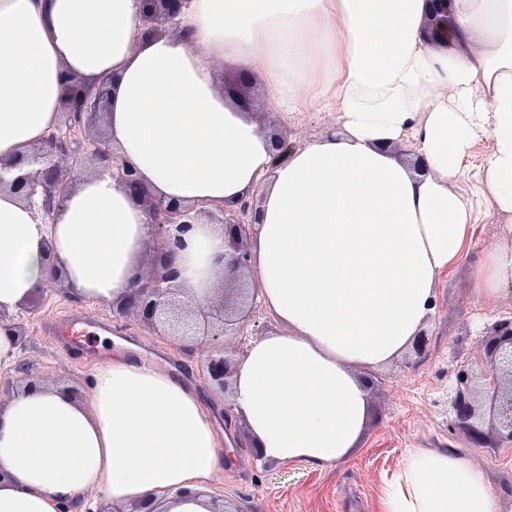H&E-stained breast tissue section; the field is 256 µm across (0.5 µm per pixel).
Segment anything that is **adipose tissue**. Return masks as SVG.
Returning <instances> with one entry per match:
<instances>
[{"instance_id": "1", "label": "adipose tissue", "mask_w": 512, "mask_h": 512, "mask_svg": "<svg viewBox=\"0 0 512 512\" xmlns=\"http://www.w3.org/2000/svg\"><path fill=\"white\" fill-rule=\"evenodd\" d=\"M426 0H185L180 35L148 34L142 0H0V159L58 121L69 78L115 79L107 132L155 196L218 206L259 199L251 282L279 330L253 339L227 406L259 459L343 461L368 415L372 371L433 316L436 284L462 253L472 207L450 184L481 137L482 193L512 223V0H455L475 55L422 39ZM264 68L280 112L340 114L339 130L272 163L249 113L209 66ZM414 139L422 172L390 145ZM39 224L0 190V310L58 275L82 303L131 296L151 218L132 189L78 173ZM180 259L196 303L222 268L221 224L196 225ZM512 287V246L491 249L477 295ZM224 452L209 408L183 376L136 351L99 368L81 396L37 379L0 404V512H61L93 491L154 512H211ZM500 494L458 452L405 449L379 512H499Z\"/></svg>"}]
</instances>
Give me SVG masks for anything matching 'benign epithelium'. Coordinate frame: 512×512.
Wrapping results in <instances>:
<instances>
[{
	"instance_id": "1",
	"label": "benign epithelium",
	"mask_w": 512,
	"mask_h": 512,
	"mask_svg": "<svg viewBox=\"0 0 512 512\" xmlns=\"http://www.w3.org/2000/svg\"><path fill=\"white\" fill-rule=\"evenodd\" d=\"M153 31L180 34L172 23L182 0H145ZM424 38L433 44L448 45L457 40L453 23L454 0H427ZM111 80L88 87L77 84L68 92L62 119L56 130L28 147L17 160H0V171L22 165L26 170L10 183L0 175V188L10 190L43 216H50L73 189L77 171L92 168L108 173L138 192L151 215L153 254L151 269L142 277L130 300L114 310L119 316L133 314L140 324L185 345L198 344L204 354L208 381L227 393L237 359L252 338L267 333V323L257 319L261 305L257 292L245 282L250 270L247 240L253 202L238 200L222 211L225 239L224 268L232 279L224 282L212 299L186 307L181 272L174 267L178 249L184 247L181 234L203 217L213 218L203 208L185 207L154 197L136 178L133 170L121 164L104 132L91 131L100 111L109 107ZM238 338L239 347L230 349L225 337ZM446 394L434 404L451 409L452 427L469 441L485 446V418L491 419L498 441L512 445V318L497 319L484 326L477 349L463 360H455L445 370Z\"/></svg>"
}]
</instances>
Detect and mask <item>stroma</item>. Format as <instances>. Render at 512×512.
<instances>
[{
  "label": "stroma",
  "instance_id": "35a3bbf8",
  "mask_svg": "<svg viewBox=\"0 0 512 512\" xmlns=\"http://www.w3.org/2000/svg\"><path fill=\"white\" fill-rule=\"evenodd\" d=\"M247 96L260 130L298 148L339 126L334 112L268 110L266 74L261 69L254 71ZM491 148L490 138L479 139L452 183L456 193L475 202V218L462 257L437 282V309L427 325L430 352L424 358L402 353L374 372L364 431L341 463L316 467L256 460L241 423L230 416L222 394L205 379L200 348L177 345L141 325L134 315H113L108 306L72 305L60 297L36 305L24 318L26 342L16 378L64 382L81 390L98 368L135 346L159 368L196 384L210 404L226 459L213 484L239 512H378L385 479L397 469L407 448H445L465 454L499 490L500 512H512V447L472 446L433 405L446 382L447 360L473 351L479 325L512 316V289L482 297L474 290L475 269L485 254L497 244H512V226L501 223L482 200L481 165Z\"/></svg>",
  "mask_w": 512,
  "mask_h": 512
}]
</instances>
